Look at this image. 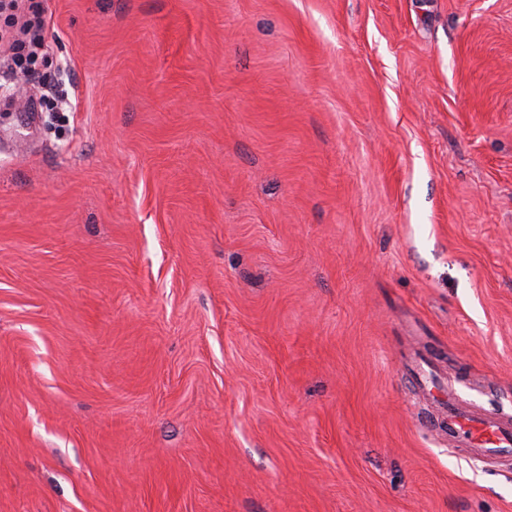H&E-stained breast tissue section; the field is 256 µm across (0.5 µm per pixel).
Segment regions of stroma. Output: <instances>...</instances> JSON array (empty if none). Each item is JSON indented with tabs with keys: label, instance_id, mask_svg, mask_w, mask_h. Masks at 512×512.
I'll use <instances>...</instances> for the list:
<instances>
[{
	"label": "stroma",
	"instance_id": "1",
	"mask_svg": "<svg viewBox=\"0 0 512 512\" xmlns=\"http://www.w3.org/2000/svg\"><path fill=\"white\" fill-rule=\"evenodd\" d=\"M0 108V512H512V0H33ZM22 11L17 17L16 31L9 50H12L11 58L22 70L25 76L35 80V65L39 56L45 51L44 31L46 19L42 12L37 9ZM26 48V55L19 54V51ZM416 374L420 382L427 386L428 399L441 416L436 419L428 414L422 416L423 427L443 431L450 448L476 459L491 456L512 459L511 416L491 415L472 409L460 401L449 384L447 391L442 389L439 394H433L432 390L436 387L429 377L421 371Z\"/></svg>",
	"mask_w": 512,
	"mask_h": 512
}]
</instances>
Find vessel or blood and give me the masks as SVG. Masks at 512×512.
Wrapping results in <instances>:
<instances>
[{
    "label": "vessel or blood",
    "instance_id": "1",
    "mask_svg": "<svg viewBox=\"0 0 512 512\" xmlns=\"http://www.w3.org/2000/svg\"><path fill=\"white\" fill-rule=\"evenodd\" d=\"M429 400L438 414L422 416L421 423L425 428L443 431L449 447L479 460L491 456L512 459L511 417L472 409L451 389L430 395Z\"/></svg>",
    "mask_w": 512,
    "mask_h": 512
}]
</instances>
